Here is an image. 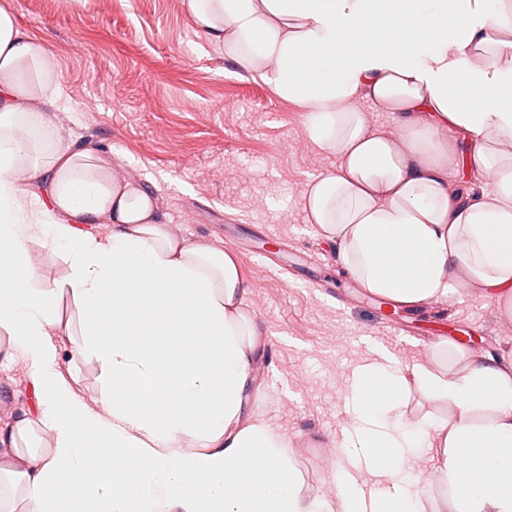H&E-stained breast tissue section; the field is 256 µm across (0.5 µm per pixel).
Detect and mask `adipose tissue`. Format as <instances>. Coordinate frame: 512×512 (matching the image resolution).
Returning <instances> with one entry per match:
<instances>
[{
	"instance_id": "obj_1",
	"label": "adipose tissue",
	"mask_w": 512,
	"mask_h": 512,
	"mask_svg": "<svg viewBox=\"0 0 512 512\" xmlns=\"http://www.w3.org/2000/svg\"><path fill=\"white\" fill-rule=\"evenodd\" d=\"M181 6L337 157L302 207L361 288L418 309L464 282L512 322V0ZM60 94L55 55L0 8V355L24 363L36 400L0 425V480L22 512H512V361L445 338L408 374L371 346L337 507L309 491L287 434L252 408L265 330L234 255L174 232L149 188L67 142ZM363 99L399 129L376 130ZM461 164L467 192L448 182ZM65 339L99 365V397L64 375ZM415 388L447 415L406 417Z\"/></svg>"
}]
</instances>
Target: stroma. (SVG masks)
<instances>
[{
  "label": "stroma",
  "instance_id": "1",
  "mask_svg": "<svg viewBox=\"0 0 512 512\" xmlns=\"http://www.w3.org/2000/svg\"><path fill=\"white\" fill-rule=\"evenodd\" d=\"M58 59L55 110L68 141L92 144L114 167L156 190L172 228L217 240L233 254L266 328V388L257 411L287 431L305 483L332 482L331 454L346 434L348 384L369 344L404 372L428 346L463 329L464 349L512 359V324L496 304L459 285L424 312L370 296L307 224L310 176L336 157L311 143L305 114L260 77L225 60L180 0H0ZM336 284L335 297L313 289ZM13 409L31 401L22 362L0 365Z\"/></svg>",
  "mask_w": 512,
  "mask_h": 512
}]
</instances>
